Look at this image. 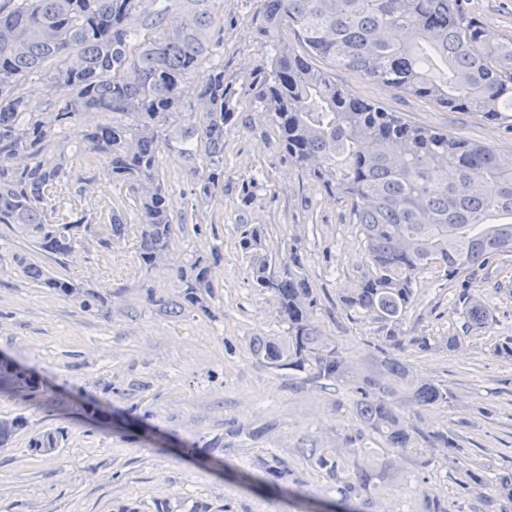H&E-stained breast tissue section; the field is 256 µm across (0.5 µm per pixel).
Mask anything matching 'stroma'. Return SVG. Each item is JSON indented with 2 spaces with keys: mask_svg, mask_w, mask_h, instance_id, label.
<instances>
[{
  "mask_svg": "<svg viewBox=\"0 0 512 512\" xmlns=\"http://www.w3.org/2000/svg\"><path fill=\"white\" fill-rule=\"evenodd\" d=\"M258 0H209L234 91L235 123L224 128V188L200 194L201 179L169 151L160 174L169 187L174 245L165 261L142 268L137 258V203L128 185L113 182L102 159L73 153L74 175L94 177L82 204L94 217L123 210L128 224L108 247L77 243L55 261L0 226V354L35 375L37 395L0 397V418L25 427L0 448V512H324L335 505L325 477L309 469L297 483L264 474L267 450L333 448L359 422L354 394L289 379L249 350L257 336L282 335L270 293L252 275L253 255L240 244L250 227L265 235L269 259L295 248L316 296L313 321L335 337L344 356L367 366L383 353L408 364L414 377L447 388L448 403L404 406L414 428L411 450L397 458L375 512H414L413 487L425 482L451 512H473L475 497L448 477V454L431 440L454 432L470 465L486 471L512 465V360L496 356L497 337L512 336V253L476 271L488 303L487 327L464 329L456 300L459 281L427 269L416 301L397 327L355 314L343 304L362 280L363 241L347 201L313 182L276 144L275 127L258 99L268 48L252 15ZM468 20L512 38V0H463ZM348 95L398 113L412 124L512 151V112L495 121L474 112H448L418 97L371 84L345 70L333 73ZM257 181L250 200L241 186ZM220 250L211 269L210 315L182 299L178 269ZM100 295H57L29 281L20 257ZM438 347L421 350V337ZM459 337L455 350L441 338ZM65 437L49 454L30 452L33 434Z\"/></svg>",
  "mask_w": 512,
  "mask_h": 512,
  "instance_id": "35a3bbf8",
  "label": "stroma"
}]
</instances>
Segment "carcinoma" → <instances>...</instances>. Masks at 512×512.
<instances>
[{
  "label": "carcinoma",
  "mask_w": 512,
  "mask_h": 512,
  "mask_svg": "<svg viewBox=\"0 0 512 512\" xmlns=\"http://www.w3.org/2000/svg\"><path fill=\"white\" fill-rule=\"evenodd\" d=\"M9 0L0 4V224L55 258L68 255L79 231L101 247L119 237L125 215L112 210L108 236L81 209L62 212L54 189L69 184L65 146L58 130L90 112L79 152L105 159L112 180L130 183L138 198L140 264L166 259L174 242L168 186L160 175L162 148L174 151L211 196L224 185V126L235 116L234 91L224 84V63L196 91L205 112L175 133L194 70L210 60L214 19L208 0ZM252 20L271 52L263 65L259 98L273 112L277 144L290 162L322 186L351 201L363 235L367 266L360 288L344 305L397 325L415 302L416 279L429 268L455 278L512 252V151L415 126L380 106L349 96L331 71L340 68L366 81L391 85L449 112H477L487 120L512 112V39L464 17L462 0H259ZM293 35L296 45L283 38ZM41 74L61 94L50 112L26 110L23 85ZM261 229L243 231L241 244L265 249ZM211 259L196 258L177 277L187 305L211 314ZM25 275L65 296L90 295L42 266L19 259ZM294 249L276 270L256 258L253 276L270 292L282 336H262L250 350L269 368L305 382L345 387L357 395L360 426L341 448H298L307 468L323 473L342 512H370L390 476V461L365 467L366 439L382 454L410 449L413 434L398 415L401 403L448 402V389L410 374L395 357L367 368L353 365L336 339L312 321L316 296ZM465 325L489 323L478 290L458 292ZM37 384L25 368L0 360V397L33 395ZM23 416L0 418V447L23 428ZM61 430L37 435L28 447L57 448ZM455 454L456 482L479 494L483 512L512 504V470L483 471L463 465L461 449L446 432L434 434ZM276 478L294 470L278 453L260 459ZM420 512H450L431 489L414 488Z\"/></svg>",
  "instance_id": "carcinoma-1"
}]
</instances>
